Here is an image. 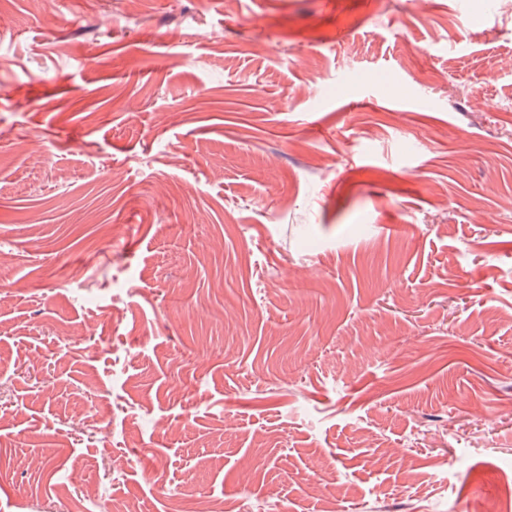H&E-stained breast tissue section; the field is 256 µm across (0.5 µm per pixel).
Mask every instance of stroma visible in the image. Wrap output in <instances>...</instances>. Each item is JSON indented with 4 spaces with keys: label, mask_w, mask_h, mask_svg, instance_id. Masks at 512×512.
I'll return each mask as SVG.
<instances>
[{
    "label": "stroma",
    "mask_w": 512,
    "mask_h": 512,
    "mask_svg": "<svg viewBox=\"0 0 512 512\" xmlns=\"http://www.w3.org/2000/svg\"><path fill=\"white\" fill-rule=\"evenodd\" d=\"M0 20V512L512 487V0Z\"/></svg>",
    "instance_id": "1"
}]
</instances>
